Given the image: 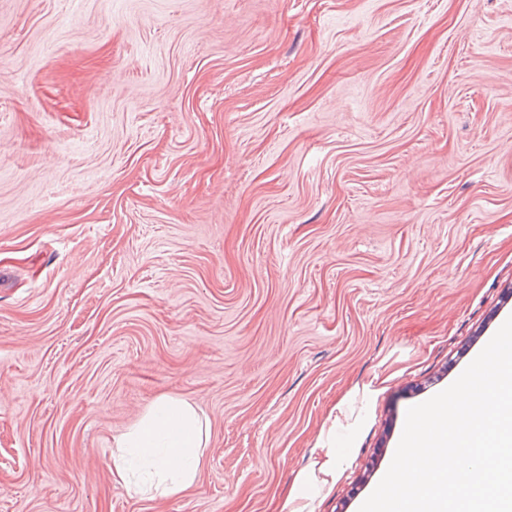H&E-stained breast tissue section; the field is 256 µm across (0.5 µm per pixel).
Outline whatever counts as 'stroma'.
Segmentation results:
<instances>
[{
	"instance_id": "obj_1",
	"label": "stroma",
	"mask_w": 512,
	"mask_h": 512,
	"mask_svg": "<svg viewBox=\"0 0 512 512\" xmlns=\"http://www.w3.org/2000/svg\"><path fill=\"white\" fill-rule=\"evenodd\" d=\"M512 316V0H0V512H316ZM170 395L197 484L112 478ZM376 391L374 381L370 380L349 392L331 410L327 426H323L310 449L313 461L296 477L281 512L316 511L318 496L340 478L345 460L340 448L352 446L364 423L362 412L366 411ZM358 396L362 405L357 416H353L352 406Z\"/></svg>"
}]
</instances>
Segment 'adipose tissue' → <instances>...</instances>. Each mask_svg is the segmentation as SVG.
<instances>
[{
    "label": "adipose tissue",
    "mask_w": 512,
    "mask_h": 512,
    "mask_svg": "<svg viewBox=\"0 0 512 512\" xmlns=\"http://www.w3.org/2000/svg\"><path fill=\"white\" fill-rule=\"evenodd\" d=\"M375 393L374 383H365L331 410L310 450L313 461L296 477L283 512H316L318 496L342 474L343 448L352 446L364 422L363 416L355 414L353 403L369 405ZM208 440L209 432L191 403L160 397L134 428L117 438L112 475L125 484L131 472H144L154 500L180 495L195 485Z\"/></svg>",
    "instance_id": "obj_1"
}]
</instances>
